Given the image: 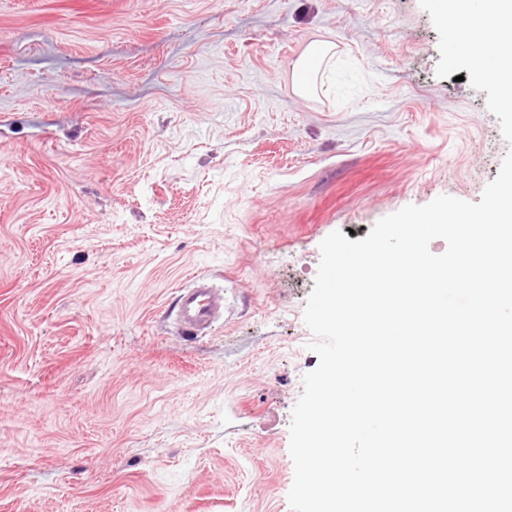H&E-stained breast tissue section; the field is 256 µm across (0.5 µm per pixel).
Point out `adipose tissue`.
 Wrapping results in <instances>:
<instances>
[{"label":"adipose tissue","instance_id":"obj_1","mask_svg":"<svg viewBox=\"0 0 512 512\" xmlns=\"http://www.w3.org/2000/svg\"><path fill=\"white\" fill-rule=\"evenodd\" d=\"M470 0H436L439 13L453 19L450 50L473 77L495 87L512 86V0H483L481 15Z\"/></svg>","mask_w":512,"mask_h":512}]
</instances>
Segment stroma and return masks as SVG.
<instances>
[{"label":"stroma","mask_w":512,"mask_h":512,"mask_svg":"<svg viewBox=\"0 0 512 512\" xmlns=\"http://www.w3.org/2000/svg\"><path fill=\"white\" fill-rule=\"evenodd\" d=\"M433 4L0 0V512H290L321 241L512 152ZM335 44L315 43L297 68L296 87L302 95L316 92V77L322 66L335 56ZM176 309L177 325L182 334L206 336L221 312L210 279L204 275L196 276L191 288L180 291Z\"/></svg>","instance_id":"1"}]
</instances>
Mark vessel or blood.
I'll return each mask as SVG.
<instances>
[{"label": "vessel or blood", "mask_w": 512, "mask_h": 512, "mask_svg": "<svg viewBox=\"0 0 512 512\" xmlns=\"http://www.w3.org/2000/svg\"><path fill=\"white\" fill-rule=\"evenodd\" d=\"M177 325L181 333L206 336L221 312L207 276H196L192 287L182 289L176 303Z\"/></svg>", "instance_id": "vessel-or-blood-1"}]
</instances>
